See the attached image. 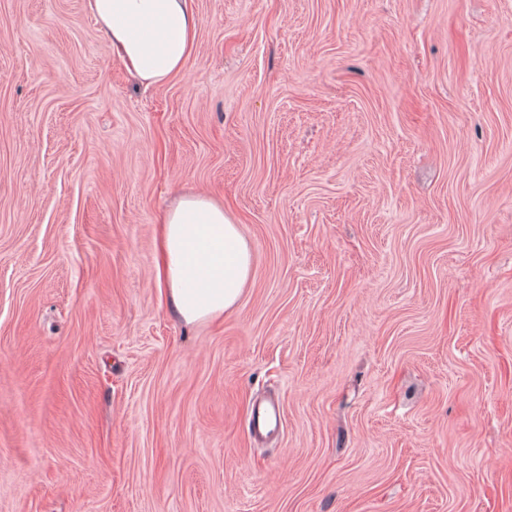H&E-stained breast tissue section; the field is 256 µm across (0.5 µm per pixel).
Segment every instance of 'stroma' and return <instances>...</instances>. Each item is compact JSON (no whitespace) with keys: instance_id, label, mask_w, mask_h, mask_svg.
I'll return each instance as SVG.
<instances>
[{"instance_id":"35a3bbf8","label":"stroma","mask_w":512,"mask_h":512,"mask_svg":"<svg viewBox=\"0 0 512 512\" xmlns=\"http://www.w3.org/2000/svg\"><path fill=\"white\" fill-rule=\"evenodd\" d=\"M193 6L147 87L86 0H0V512H512V0ZM186 192L253 255L195 325ZM159 288L186 323L219 318L237 306L253 269L252 251L224 203L189 193L166 212ZM280 405L274 403L254 404L249 419L250 431L254 435L276 432L280 423Z\"/></svg>"}]
</instances>
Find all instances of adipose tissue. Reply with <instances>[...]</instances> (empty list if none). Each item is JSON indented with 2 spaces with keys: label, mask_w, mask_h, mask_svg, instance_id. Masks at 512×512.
<instances>
[{
  "label": "adipose tissue",
  "mask_w": 512,
  "mask_h": 512,
  "mask_svg": "<svg viewBox=\"0 0 512 512\" xmlns=\"http://www.w3.org/2000/svg\"><path fill=\"white\" fill-rule=\"evenodd\" d=\"M87 7L137 81H168L194 50L192 0H88ZM161 252L157 284L187 323L232 312L252 274V251L236 220L203 194L183 195L169 207Z\"/></svg>",
  "instance_id": "1"
}]
</instances>
